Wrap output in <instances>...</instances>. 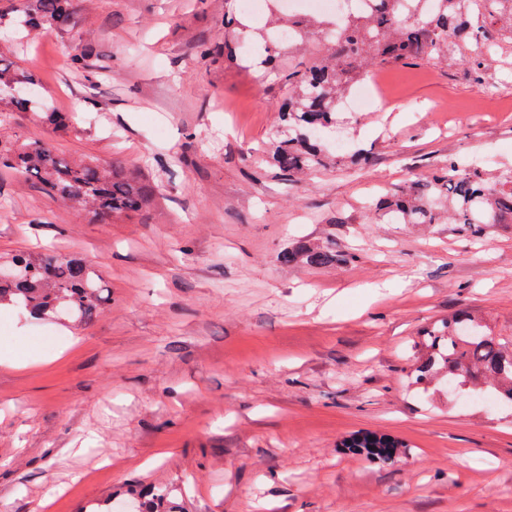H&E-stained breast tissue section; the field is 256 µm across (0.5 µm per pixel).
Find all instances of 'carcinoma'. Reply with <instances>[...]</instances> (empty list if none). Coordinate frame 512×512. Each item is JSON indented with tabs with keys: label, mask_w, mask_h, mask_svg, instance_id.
I'll list each match as a JSON object with an SVG mask.
<instances>
[{
	"label": "carcinoma",
	"mask_w": 512,
	"mask_h": 512,
	"mask_svg": "<svg viewBox=\"0 0 512 512\" xmlns=\"http://www.w3.org/2000/svg\"><path fill=\"white\" fill-rule=\"evenodd\" d=\"M71 5L72 0H0V21L16 17L27 29L68 36L74 45L70 68L87 71L90 54L76 30ZM323 26L325 22L315 19L288 20L291 31L311 39ZM292 49L293 44L283 43L277 51H267L261 64L276 70V61ZM306 51L303 65L282 71L288 90L269 166L285 181L335 164L325 134L337 128L340 100L368 67L455 57L464 69L476 71L503 54L512 56V0H375L372 13L349 15L341 36ZM36 87L27 69L0 59V124L31 107ZM1 167L34 177L48 193L110 218L139 213L154 197L151 185L122 166L64 159L49 141L38 138L17 146L1 142ZM369 209L373 218L395 224L448 222L463 235H476L484 224H512V169L492 175L453 158L439 161L428 178L385 190ZM357 259L354 252L305 241L281 254L285 263L303 261L314 267ZM0 269V305L11 304L33 316L86 322L105 301L99 278L78 258L21 253L1 263ZM423 347L415 382H426L440 365L448 370V382L512 407V349L477 317H449L427 332ZM404 448L387 434L361 430L343 441L341 453L386 466L395 463ZM119 502H135L139 512H175L172 491L156 486L112 495L90 512H117Z\"/></svg>",
	"instance_id": "carcinoma-1"
}]
</instances>
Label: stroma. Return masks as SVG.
Segmentation results:
<instances>
[{
	"label": "stroma",
	"instance_id": "35a3bbf8",
	"mask_svg": "<svg viewBox=\"0 0 512 512\" xmlns=\"http://www.w3.org/2000/svg\"><path fill=\"white\" fill-rule=\"evenodd\" d=\"M77 4L96 21L92 98L67 37L1 28L40 97L0 138L120 163L156 195L103 219L0 168V263L77 257L109 292L85 324L0 307V512H81L135 482L178 512H512V410L449 395L443 374L407 381L448 316L512 339V224L470 238L368 209L440 160L512 168V58L384 69L394 104L339 115L366 163L288 183L267 171L284 86L225 58L226 0ZM301 238L359 259L283 264ZM362 429L410 455L339 454Z\"/></svg>",
	"mask_w": 512,
	"mask_h": 512
}]
</instances>
